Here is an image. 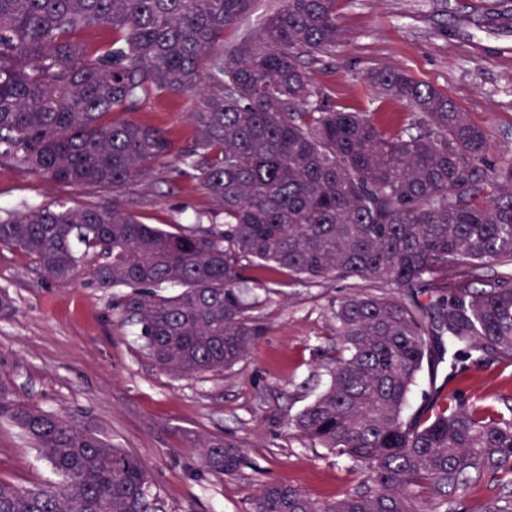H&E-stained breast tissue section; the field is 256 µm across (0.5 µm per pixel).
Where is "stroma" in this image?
<instances>
[{
	"instance_id": "1",
	"label": "stroma",
	"mask_w": 512,
	"mask_h": 512,
	"mask_svg": "<svg viewBox=\"0 0 512 512\" xmlns=\"http://www.w3.org/2000/svg\"><path fill=\"white\" fill-rule=\"evenodd\" d=\"M342 41L308 72L312 88L351 112H370L393 131L408 120L403 105L377 98L363 71L403 70L447 95L488 133L494 150L512 147V0H338ZM188 98L149 101L136 120L167 131L175 148L194 138ZM131 209L145 224L194 226L213 205L182 166L155 164L131 187ZM112 204L108 189L60 187L0 163V209L26 210L50 201ZM93 253L82 275L45 279L17 250H0V289L13 310L0 318V382L23 402L68 413L150 471L163 512H246L260 484L285 482L326 500L360 480L347 461L301 436L291 421L320 392L324 363L336 347L331 313L352 280L308 284L277 273L280 285L247 296L262 327L249 354L231 370L176 378L156 368L134 327H117L112 291L91 284ZM469 394L503 407L512 399V365L474 368L461 380ZM202 435L240 441L237 473L204 471L194 444ZM52 474L20 432L0 423V478L33 487Z\"/></svg>"
}]
</instances>
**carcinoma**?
<instances>
[{
    "mask_svg": "<svg viewBox=\"0 0 512 512\" xmlns=\"http://www.w3.org/2000/svg\"><path fill=\"white\" fill-rule=\"evenodd\" d=\"M337 0H282L260 29L224 48V31L255 0H0V163L56 184L112 189V206L46 204L0 216V248L41 273L80 272L73 245L100 259L97 287L123 288L119 321L137 327L153 364L176 377L219 374L244 360L262 328L247 270L293 280L385 285L336 305V355L295 428L346 458L359 487L314 500L265 483L246 512H512V405L492 409L461 388L423 394L424 367L448 362L447 384L512 361V281L472 286L482 264L512 263V155L491 159L485 130L447 96L380 67L364 81L410 111L383 129L311 89L308 69L336 48ZM103 27L105 42L82 33ZM196 94L195 138L173 154L167 132L133 118L150 100ZM196 172L211 226L140 222L122 196L168 157ZM176 286L174 294L159 289ZM0 419L17 428L55 479L23 488L0 478V512H160L136 456L63 412L0 386ZM198 459L234 474L244 450L203 436Z\"/></svg>",
    "mask_w": 512,
    "mask_h": 512,
    "instance_id": "cac0c4a2",
    "label": "carcinoma"
}]
</instances>
